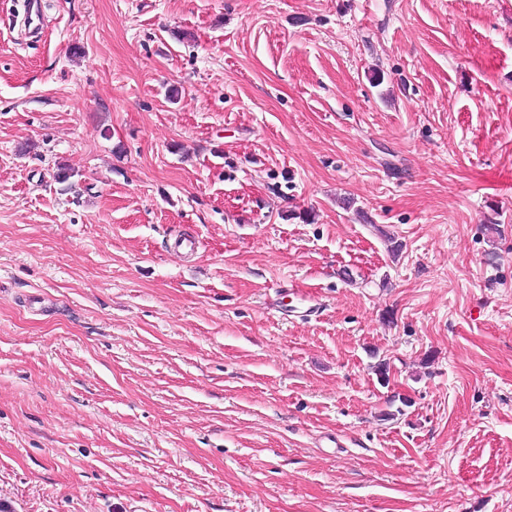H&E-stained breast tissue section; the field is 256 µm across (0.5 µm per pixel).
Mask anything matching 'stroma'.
<instances>
[{
    "mask_svg": "<svg viewBox=\"0 0 512 512\" xmlns=\"http://www.w3.org/2000/svg\"><path fill=\"white\" fill-rule=\"evenodd\" d=\"M22 3L0 503L512 512V0Z\"/></svg>",
    "mask_w": 512,
    "mask_h": 512,
    "instance_id": "35a3bbf8",
    "label": "stroma"
}]
</instances>
